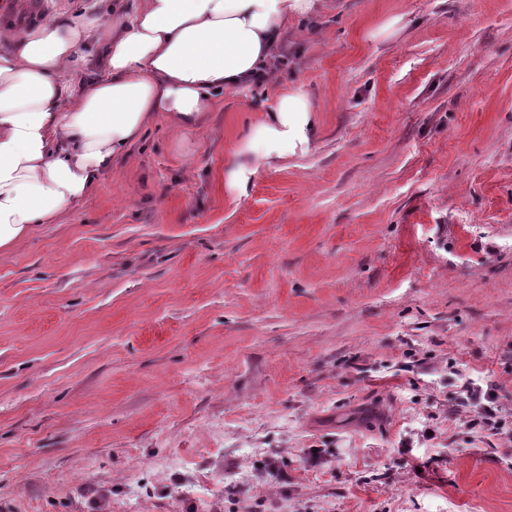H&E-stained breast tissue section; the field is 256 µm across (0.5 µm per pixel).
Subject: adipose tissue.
<instances>
[{"label": "adipose tissue", "mask_w": 512, "mask_h": 512, "mask_svg": "<svg viewBox=\"0 0 512 512\" xmlns=\"http://www.w3.org/2000/svg\"><path fill=\"white\" fill-rule=\"evenodd\" d=\"M320 0H140L109 21L61 14L0 22V253L86 198L163 118L189 132L215 96L269 69L289 19ZM103 55H96V47ZM99 60L102 74H69ZM315 113L299 89L281 95L232 152L224 184L244 196L278 160L308 153Z\"/></svg>", "instance_id": "obj_1"}]
</instances>
